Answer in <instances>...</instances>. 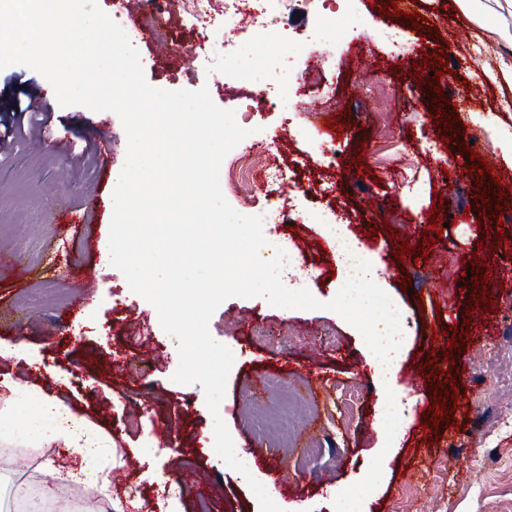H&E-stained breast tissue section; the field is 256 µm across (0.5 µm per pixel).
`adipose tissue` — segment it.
I'll return each mask as SVG.
<instances>
[{
	"instance_id": "1",
	"label": "adipose tissue",
	"mask_w": 512,
	"mask_h": 512,
	"mask_svg": "<svg viewBox=\"0 0 512 512\" xmlns=\"http://www.w3.org/2000/svg\"><path fill=\"white\" fill-rule=\"evenodd\" d=\"M383 268L373 261H362L357 278L366 283L363 291L346 289L345 306L356 319L365 321L388 312V303L372 294L382 280ZM6 395L0 396V447L51 448L60 446L82 456L79 468L58 466L46 459L42 467L51 477L79 485L97 495L110 512H124L125 506L140 507L139 497L120 500L112 495V471L122 466L123 456L113 448L112 440L99 425L73 414L57 396L33 385L6 383Z\"/></svg>"
}]
</instances>
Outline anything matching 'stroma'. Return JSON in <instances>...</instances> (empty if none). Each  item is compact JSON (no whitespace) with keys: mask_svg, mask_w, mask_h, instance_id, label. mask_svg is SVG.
I'll list each match as a JSON object with an SVG mask.
<instances>
[{"mask_svg":"<svg viewBox=\"0 0 512 512\" xmlns=\"http://www.w3.org/2000/svg\"><path fill=\"white\" fill-rule=\"evenodd\" d=\"M359 35L338 32L317 0H273L277 37L290 55L314 60L317 73L298 94L289 115L258 106L246 82L213 76L223 60L218 0L207 4L204 23L188 17L181 0H169L160 20L175 54L162 56L149 34L134 42L147 82L169 90L208 88L239 125L255 129L265 153L252 162L260 173L272 160L297 170L296 180L274 186L272 200L288 220L282 238L292 248L296 277L311 294L330 301L349 278L324 225L297 223V216L336 209L344 237L384 267L386 294L405 314L403 369L388 388L369 367L370 353L358 330L325 309L272 306L265 298H230L209 322L212 337L235 362L219 417L245 449L250 473L270 478L289 512H335L329 488L356 490L369 512H512V264L487 274L488 297L475 292L459 260L477 252L512 256V195L499 196L492 178L512 182V165L501 145L512 138V86L490 73L512 66V17L478 25L455 0H418L420 28L391 10L389 0H354ZM382 92L368 94V79ZM444 84L436 93L435 84ZM20 89L40 111L16 120L7 91ZM444 104H437V97ZM451 141H442L439 123ZM484 131L480 152L489 166L469 176L465 145ZM0 250L13 262L0 267V375L61 393L77 414L100 424L126 454L113 472L115 492L139 486L148 512L157 506L161 480L194 472L204 487H184L183 512H260L242 475L211 450L214 419L198 384H180L178 341L160 326L155 308L133 293L123 273L104 263L109 250L112 192L124 165L127 139L110 111L60 106L43 77L23 65L0 69ZM65 153L52 154L50 142ZM335 144L327 166L320 144ZM418 182L406 192L404 177ZM486 204H479L478 195ZM97 198L98 211L79 224H63L60 208L78 209ZM440 231L435 246L423 235ZM494 243H484L485 235ZM415 245L426 262L395 256L398 241ZM460 350L444 358L448 340ZM438 364H430V357ZM146 365L137 372L135 363ZM440 367L441 378L431 376ZM301 384L293 447L262 437L249 407L267 399L263 380ZM454 385L459 405L432 423L436 385ZM416 398L414 417L399 448L384 447L379 424L385 396ZM321 448L307 457L308 445ZM79 465L74 451L46 448L0 456V512H94L84 488L49 492L43 457ZM379 482H371L372 471Z\"/></svg>","mask_w":512,"mask_h":512,"instance_id":"stroma-1","label":"stroma"}]
</instances>
